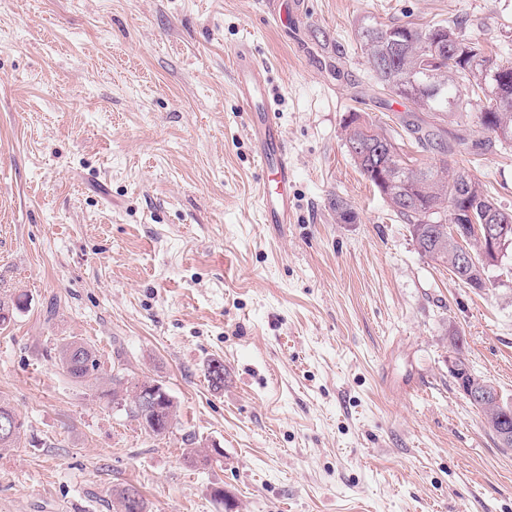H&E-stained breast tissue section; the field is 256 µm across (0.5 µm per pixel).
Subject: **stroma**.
<instances>
[{"instance_id": "35a3bbf8", "label": "stroma", "mask_w": 512, "mask_h": 512, "mask_svg": "<svg viewBox=\"0 0 512 512\" xmlns=\"http://www.w3.org/2000/svg\"><path fill=\"white\" fill-rule=\"evenodd\" d=\"M436 21L512 61V0H0V293L28 296L0 331V404L23 423L0 512H114L127 486L147 512H512V451L448 371L458 335L512 399V258L478 290L422 257L344 139L356 112L437 163L356 41ZM243 41L295 167L289 224L262 219ZM448 167L512 210V148ZM77 338L103 372L158 380L172 433L75 382Z\"/></svg>"}]
</instances>
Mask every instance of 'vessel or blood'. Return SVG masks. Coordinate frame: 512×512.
Wrapping results in <instances>:
<instances>
[{
  "mask_svg": "<svg viewBox=\"0 0 512 512\" xmlns=\"http://www.w3.org/2000/svg\"><path fill=\"white\" fill-rule=\"evenodd\" d=\"M236 93L250 120L248 136L259 150V161L274 188L264 191L261 205L266 223L288 224L293 219V186L295 171L288 157V148L267 103V72L250 57L247 44H240L233 53Z\"/></svg>",
  "mask_w": 512,
  "mask_h": 512,
  "instance_id": "vessel-or-blood-1",
  "label": "vessel or blood"
}]
</instances>
